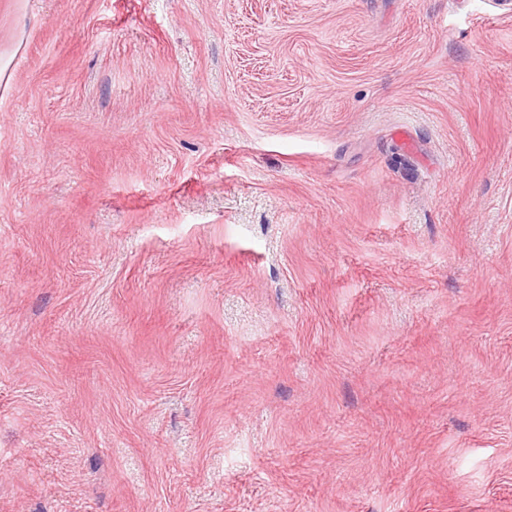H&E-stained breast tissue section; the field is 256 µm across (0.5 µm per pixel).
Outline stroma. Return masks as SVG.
Segmentation results:
<instances>
[{"mask_svg":"<svg viewBox=\"0 0 512 512\" xmlns=\"http://www.w3.org/2000/svg\"><path fill=\"white\" fill-rule=\"evenodd\" d=\"M0 512H512V10L0 0Z\"/></svg>","mask_w":512,"mask_h":512,"instance_id":"35a3bbf8","label":"stroma"}]
</instances>
